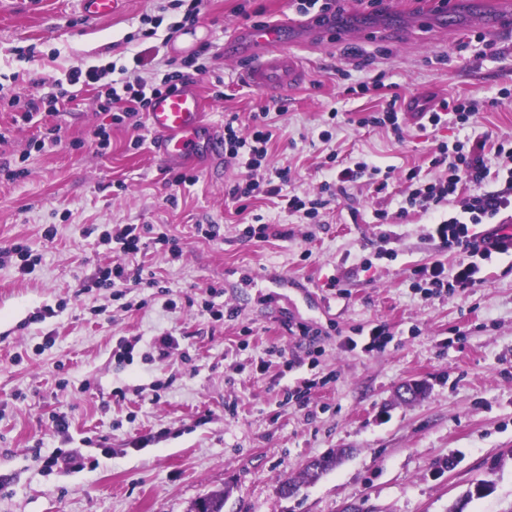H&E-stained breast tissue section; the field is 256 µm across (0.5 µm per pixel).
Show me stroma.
<instances>
[{"mask_svg":"<svg viewBox=\"0 0 512 512\" xmlns=\"http://www.w3.org/2000/svg\"><path fill=\"white\" fill-rule=\"evenodd\" d=\"M456 2L450 31L438 0H382L377 10L344 0L335 39L293 47L305 78L280 95L249 86L244 64L223 53L246 13L292 17V0H205L198 27L224 73L220 99L207 77L197 79L205 123L223 125L234 113L245 126L261 107L283 105L267 161L292 157L293 194L335 182L332 152L392 174L385 193L357 184L320 223L306 224L266 198L237 214L227 199L238 177L230 165L187 163L180 170L196 183L173 185L180 170L151 145L133 148V130L97 110L96 87L57 103L41 124L18 122L11 97L45 95L72 66H128L138 53L141 75L150 76L158 38L183 16L169 0H125L101 20L84 18L75 0H0V165L27 170L12 179L0 168V250L19 243L41 258L27 275L16 263L0 266V512H187L226 486L224 512H345L363 501L376 512H449L479 479L491 488L463 512H512V258L486 261L482 287L424 295L412 286L413 269L453 265L457 254L427 237L428 217L397 215L403 170L424 164L438 143L512 136V29L485 32L478 43L463 25L475 11L511 18L512 0ZM146 15L160 21L156 37L125 47ZM377 76L378 90L345 94ZM395 96L404 105L459 98L483 108L463 128L407 120L399 140L329 117H364ZM43 124L60 140L37 152L29 143ZM101 128L110 134L103 153L94 136ZM325 130L331 140L321 139ZM380 209L387 223L376 220ZM252 217L275 236L245 239ZM90 224L161 225L178 238L179 258L141 254L160 282L140 291L142 306L92 287L113 255L83 235ZM199 224L220 225L219 238L198 236ZM208 298L237 308L238 318L214 321ZM46 306L55 317L33 321ZM380 324L388 330L380 349L345 346ZM166 333L177 337V352L164 363L145 359L151 339ZM123 336L141 339L130 363L112 356ZM306 379L315 383L309 401L288 400ZM158 381L159 401L118 395ZM57 413L67 416L68 435L54 434ZM59 448L79 452L84 470H44L41 457ZM343 449L348 457L318 483L279 497L281 480Z\"/></svg>","mask_w":512,"mask_h":512,"instance_id":"1","label":"stroma"}]
</instances>
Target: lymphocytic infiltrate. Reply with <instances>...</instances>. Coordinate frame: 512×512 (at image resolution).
I'll return each instance as SVG.
<instances>
[{"label":"lymphocytic infiltrate","mask_w":512,"mask_h":512,"mask_svg":"<svg viewBox=\"0 0 512 512\" xmlns=\"http://www.w3.org/2000/svg\"><path fill=\"white\" fill-rule=\"evenodd\" d=\"M210 46H203L180 62L166 61L164 68L155 69L151 77L141 76L137 68L142 64L140 55H133L132 67H121L118 78H108L106 69L97 66H74L64 78L55 80L54 93L41 100H29L21 115L24 122H32L42 108H52L61 100H75L77 87L102 83L97 96L98 109L112 115L116 125L130 124L135 130L134 145L145 141L143 118L154 96L171 92L196 76L210 74ZM252 130L243 134L237 115L224 121V158L234 162L243 172L241 179L228 190L236 205L237 213H245L252 201L262 197L280 198L285 211L304 218H317L326 209L327 199H307L296 194L284 193L291 182V166L268 167V146L274 137L275 126L269 108H261L252 115ZM486 138L467 140L466 144L448 147L441 143L430 155L431 168L441 170L438 179L425 182L420 168L409 169L405 174L407 191L399 209L400 216L417 211L438 215L447 211L446 219L428 225L429 238L440 240L443 246L457 251L459 260L454 269H447L440 261L417 266L414 271L415 286L430 294L445 291L467 290L481 287L483 262L492 254L512 252L507 246V234L493 232L476 237L471 227L494 219L501 212L512 208V138L499 139L494 149L496 169H489L485 161ZM86 235H98L101 244L110 246L115 255L112 263L102 268L96 282L100 288H123L129 291L143 287H156L152 278H144L143 267L136 263V256L147 248L180 256L177 238L163 228L139 224H116L112 229L98 231L88 225Z\"/></svg>","instance_id":"lymphocytic-infiltrate-1"}]
</instances>
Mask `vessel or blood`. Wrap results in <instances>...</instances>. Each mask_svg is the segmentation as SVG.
<instances>
[{
    "instance_id": "1",
    "label": "vessel or blood",
    "mask_w": 512,
    "mask_h": 512,
    "mask_svg": "<svg viewBox=\"0 0 512 512\" xmlns=\"http://www.w3.org/2000/svg\"><path fill=\"white\" fill-rule=\"evenodd\" d=\"M123 2L76 0L81 14L89 19L112 17ZM302 27V22L294 19L242 27L232 35L227 50L249 57L246 79L251 86L282 90L302 77L295 60L283 47L286 30L298 31ZM202 112V99L192 82L154 99L148 121L154 133V151L163 162L181 165L202 152L217 160L223 158L224 132L217 126H205Z\"/></svg>"
}]
</instances>
